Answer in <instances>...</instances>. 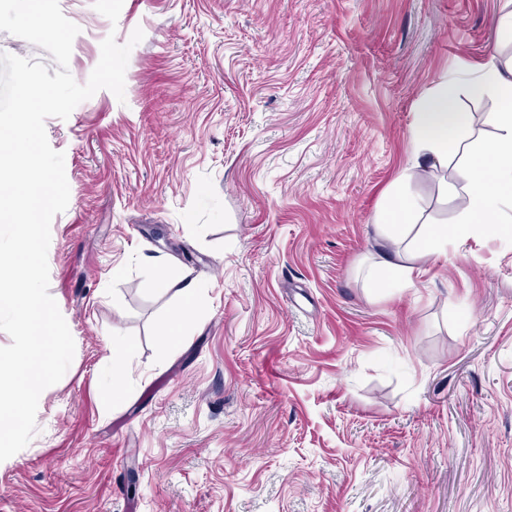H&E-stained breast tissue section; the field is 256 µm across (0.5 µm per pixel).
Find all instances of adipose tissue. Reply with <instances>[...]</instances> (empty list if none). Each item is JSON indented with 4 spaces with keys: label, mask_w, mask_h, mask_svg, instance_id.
Instances as JSON below:
<instances>
[{
    "label": "adipose tissue",
    "mask_w": 512,
    "mask_h": 512,
    "mask_svg": "<svg viewBox=\"0 0 512 512\" xmlns=\"http://www.w3.org/2000/svg\"><path fill=\"white\" fill-rule=\"evenodd\" d=\"M491 92L499 103L493 115L496 133L478 144L471 139L466 115L457 110L461 82ZM416 162L403 180L430 172L456 154L463 160L465 197L455 225L418 224L421 205L412 197L397 199L385 209L375 226L390 241L392 250L378 263L392 280L411 282L417 257L447 248L449 237H464L475 227L512 223V69L488 65L467 77L448 76L424 101L414 123Z\"/></svg>",
    "instance_id": "obj_1"
}]
</instances>
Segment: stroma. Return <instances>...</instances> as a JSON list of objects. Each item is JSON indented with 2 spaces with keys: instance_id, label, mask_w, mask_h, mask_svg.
Returning <instances> with one entry per match:
<instances>
[{
  "instance_id": "1",
  "label": "stroma",
  "mask_w": 512,
  "mask_h": 512,
  "mask_svg": "<svg viewBox=\"0 0 512 512\" xmlns=\"http://www.w3.org/2000/svg\"><path fill=\"white\" fill-rule=\"evenodd\" d=\"M85 83L143 40L125 98L48 118L65 156L49 292L75 342L0 512H512V237L482 228L370 288L399 194L456 222L449 157L401 181L423 98L512 64V0H59ZM474 139L498 103L461 86ZM185 276L207 299L162 340ZM130 348L122 399L112 336Z\"/></svg>"
}]
</instances>
